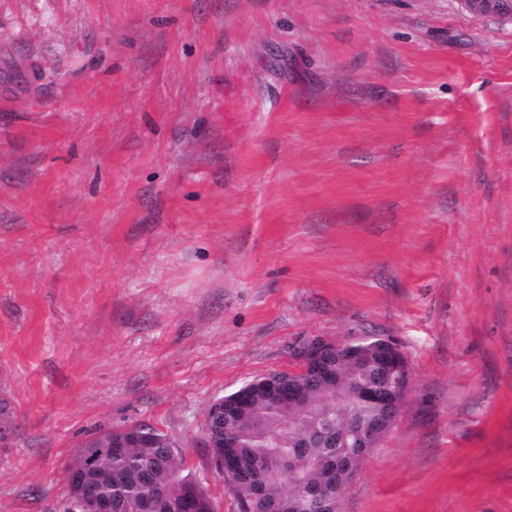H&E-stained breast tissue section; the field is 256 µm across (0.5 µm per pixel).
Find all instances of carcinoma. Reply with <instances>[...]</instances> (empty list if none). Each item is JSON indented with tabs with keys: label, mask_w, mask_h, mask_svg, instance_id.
Here are the masks:
<instances>
[{
	"label": "carcinoma",
	"mask_w": 512,
	"mask_h": 512,
	"mask_svg": "<svg viewBox=\"0 0 512 512\" xmlns=\"http://www.w3.org/2000/svg\"><path fill=\"white\" fill-rule=\"evenodd\" d=\"M350 356L330 357L322 373L289 382L242 385V402L224 414L208 410L213 457L224 462L219 475L237 500H249L260 484V512H308L304 494L324 489L336 494L351 472L330 477L328 467L338 456L356 453L353 445L322 441L321 434L368 424L385 411L391 395L386 353L370 338L349 347ZM117 430L91 435L65 464V477L96 458L88 479L112 495V512H215L205 487L187 472L186 458L169 435L159 429L142 433L140 441L107 451ZM307 447H300L301 443ZM295 459L282 467L280 459Z\"/></svg>",
	"instance_id": "1"
}]
</instances>
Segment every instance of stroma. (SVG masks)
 <instances>
[{"label":"stroma","mask_w":512,"mask_h":512,"mask_svg":"<svg viewBox=\"0 0 512 512\" xmlns=\"http://www.w3.org/2000/svg\"><path fill=\"white\" fill-rule=\"evenodd\" d=\"M36 65L43 81L25 79ZM413 376L342 512H512V23L459 0H0V512L305 336Z\"/></svg>","instance_id":"35a3bbf8"}]
</instances>
